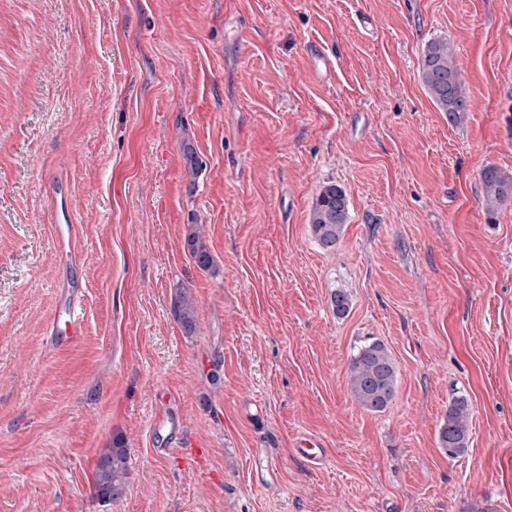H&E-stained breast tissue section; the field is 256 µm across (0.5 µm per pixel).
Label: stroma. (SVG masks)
Here are the masks:
<instances>
[{
  "instance_id": "1",
  "label": "stroma",
  "mask_w": 512,
  "mask_h": 512,
  "mask_svg": "<svg viewBox=\"0 0 512 512\" xmlns=\"http://www.w3.org/2000/svg\"><path fill=\"white\" fill-rule=\"evenodd\" d=\"M437 38L469 92L457 125L419 77ZM488 165L512 172V0H0V512H512V199L487 216ZM331 183L349 213L326 249L309 216ZM67 280L84 325L59 350ZM375 339L398 368L378 413L348 386ZM168 408L189 443L161 454ZM302 436L324 468L292 455ZM116 440L129 486L104 500ZM254 448L281 456L278 489H254ZM175 315L186 333H192L196 329V307L192 298L184 293L174 302ZM470 405L459 397L448 407V415L438 431L439 447L451 457L463 454L468 448ZM185 432L182 418L173 412L158 414L152 421L150 435L152 443L172 446L181 440ZM327 448L316 438L301 437L292 448L294 457L313 469H319L327 460ZM129 470L125 448L115 441L112 448H105L101 453L95 473L94 485L99 497L107 499H118L122 497L128 487Z\"/></svg>"
}]
</instances>
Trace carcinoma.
<instances>
[{"label": "carcinoma", "instance_id": "1", "mask_svg": "<svg viewBox=\"0 0 512 512\" xmlns=\"http://www.w3.org/2000/svg\"><path fill=\"white\" fill-rule=\"evenodd\" d=\"M421 79L436 109L448 115V122L458 123L469 111V96L461 78V70L455 61L453 45L446 39H434L426 45L421 62ZM486 212L496 213L497 207L512 197V174L495 165L481 172ZM348 219L345 192L330 184L316 197L310 216L313 237L328 249L340 239ZM190 253L197 265L207 270L212 256L205 241L196 233L187 239ZM175 315L187 333L196 329V307L188 294L174 302ZM348 384L352 395L361 407L371 412L384 411L395 399L398 385L394 359L379 340L360 347L350 359ZM470 405L459 397L448 407V415L438 431V444L445 454L456 457L468 448ZM129 470L126 450L115 441L112 447L101 453L95 473L94 485L99 497H122L128 487Z\"/></svg>", "mask_w": 512, "mask_h": 512}]
</instances>
